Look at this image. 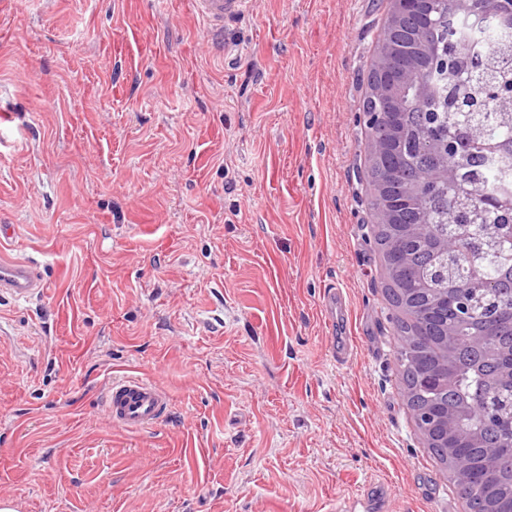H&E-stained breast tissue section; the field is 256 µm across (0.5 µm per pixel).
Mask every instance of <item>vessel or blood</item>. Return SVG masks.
Instances as JSON below:
<instances>
[{
    "label": "vessel or blood",
    "mask_w": 512,
    "mask_h": 512,
    "mask_svg": "<svg viewBox=\"0 0 512 512\" xmlns=\"http://www.w3.org/2000/svg\"><path fill=\"white\" fill-rule=\"evenodd\" d=\"M245 0H190L191 10L216 40L224 38V22L238 15ZM43 278L26 259L0 260V294L16 300L45 295ZM169 408L168 396L158 380L126 376L111 380L104 392L102 412L112 425L142 432L158 425Z\"/></svg>",
    "instance_id": "1"
}]
</instances>
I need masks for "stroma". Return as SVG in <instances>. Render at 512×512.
Instances as JSON below:
<instances>
[{
  "label": "stroma",
  "mask_w": 512,
  "mask_h": 512,
  "mask_svg": "<svg viewBox=\"0 0 512 512\" xmlns=\"http://www.w3.org/2000/svg\"><path fill=\"white\" fill-rule=\"evenodd\" d=\"M388 8L247 0L220 56L189 0L0 11V255L48 286L0 298V502L468 512L403 396L366 202ZM125 375L167 391L155 429L105 420Z\"/></svg>",
  "instance_id": "obj_1"
}]
</instances>
